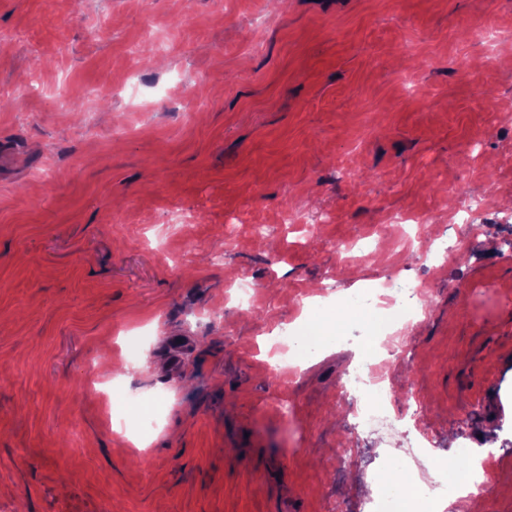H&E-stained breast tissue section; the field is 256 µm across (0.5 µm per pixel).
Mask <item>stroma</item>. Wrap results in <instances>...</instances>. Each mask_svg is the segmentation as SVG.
<instances>
[{"label":"stroma","mask_w":512,"mask_h":512,"mask_svg":"<svg viewBox=\"0 0 512 512\" xmlns=\"http://www.w3.org/2000/svg\"><path fill=\"white\" fill-rule=\"evenodd\" d=\"M1 94L0 512H365L403 443L336 392L375 318L267 365L328 277L427 288L389 406L442 467L497 428L483 512H512V0H0ZM358 233L383 248L344 263ZM242 272L259 309L212 315ZM149 332L138 455L96 386Z\"/></svg>","instance_id":"35a3bbf8"}]
</instances>
